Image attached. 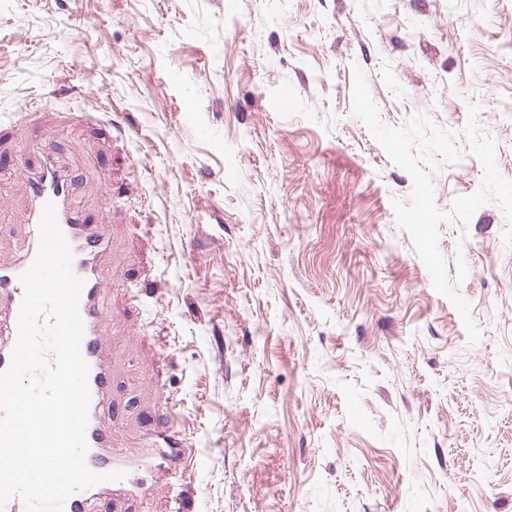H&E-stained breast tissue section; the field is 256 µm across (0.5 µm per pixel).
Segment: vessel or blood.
<instances>
[{"instance_id":"b4317fda","label":"vessel or blood","mask_w":512,"mask_h":512,"mask_svg":"<svg viewBox=\"0 0 512 512\" xmlns=\"http://www.w3.org/2000/svg\"><path fill=\"white\" fill-rule=\"evenodd\" d=\"M28 189L26 222L30 236L15 260L0 263V372L6 371L17 340V321L24 290L19 277L33 263L39 247V221L46 203L55 206L58 224L73 252V270L83 279L79 313L84 333L81 353L89 365L88 383L91 400L85 438L88 446L86 462L97 473L124 472L123 480L104 482L73 494L64 504V512H94L98 500L141 496L146 486L138 476L145 462L155 457V451L168 447L170 436L155 434L143 458H133L124 448L115 447L111 433L103 426L102 416L112 393V375L107 360L111 350L104 336L111 317V287L103 278L100 260L110 249L112 240L106 219L87 220L71 198L72 179L60 168L53 154H46L38 169H24Z\"/></svg>"}]
</instances>
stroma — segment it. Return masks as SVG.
<instances>
[{
	"label": "stroma",
	"instance_id": "stroma-1",
	"mask_svg": "<svg viewBox=\"0 0 512 512\" xmlns=\"http://www.w3.org/2000/svg\"><path fill=\"white\" fill-rule=\"evenodd\" d=\"M461 132L512 181V0H0V261L19 167L52 143L108 215L112 408L168 405L180 480L97 512H512V248L498 205L441 224L433 287L394 200L412 180L352 108ZM450 211L483 168L431 173Z\"/></svg>",
	"mask_w": 512,
	"mask_h": 512
}]
</instances>
